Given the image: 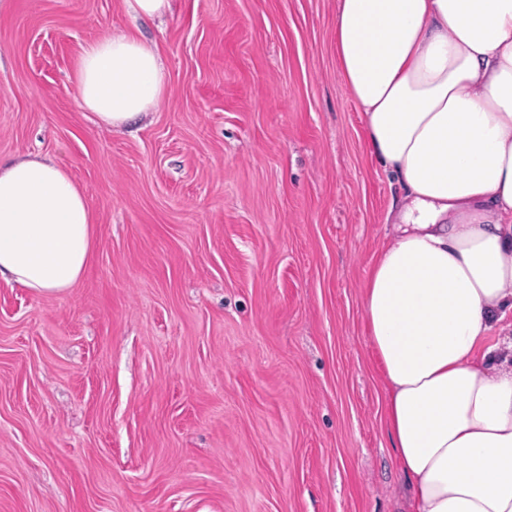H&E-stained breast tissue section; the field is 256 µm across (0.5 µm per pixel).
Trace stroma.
Listing matches in <instances>:
<instances>
[{
    "label": "stroma",
    "mask_w": 512,
    "mask_h": 512,
    "mask_svg": "<svg viewBox=\"0 0 512 512\" xmlns=\"http://www.w3.org/2000/svg\"><path fill=\"white\" fill-rule=\"evenodd\" d=\"M338 0H0V157L83 188L71 291L0 279V512H409L362 306L395 183L341 80ZM138 27L169 74L98 125L83 47ZM125 11L135 18L153 20L164 16L170 0H123Z\"/></svg>",
    "instance_id": "obj_1"
}]
</instances>
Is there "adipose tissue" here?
<instances>
[{
    "label": "adipose tissue",
    "instance_id": "1",
    "mask_svg": "<svg viewBox=\"0 0 512 512\" xmlns=\"http://www.w3.org/2000/svg\"><path fill=\"white\" fill-rule=\"evenodd\" d=\"M338 73L373 161L399 186L393 234L363 291L385 423L411 512H512V0H339ZM86 111L150 113L157 46L114 29L83 47ZM94 249L88 200L37 154L0 161V278L67 293Z\"/></svg>",
    "mask_w": 512,
    "mask_h": 512
}]
</instances>
